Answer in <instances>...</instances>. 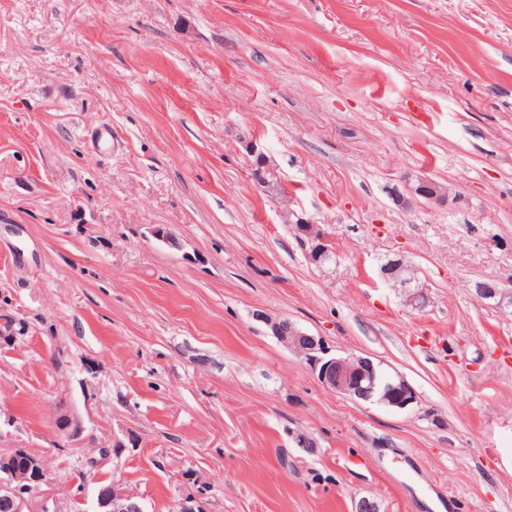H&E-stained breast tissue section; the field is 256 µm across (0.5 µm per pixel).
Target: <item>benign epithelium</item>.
<instances>
[{"label": "benign epithelium", "mask_w": 512, "mask_h": 512, "mask_svg": "<svg viewBox=\"0 0 512 512\" xmlns=\"http://www.w3.org/2000/svg\"><path fill=\"white\" fill-rule=\"evenodd\" d=\"M446 196L445 186L422 180L410 190V195L399 196V201L409 207L420 197L441 202ZM295 231L300 239L312 242L309 259L315 264L323 262L331 241L320 225L302 222L295 225ZM405 270L407 266L402 258L388 259L381 266L386 281L399 292L404 304L420 310L427 305L428 295L414 277L404 274ZM474 294L484 304L503 313L512 311L511 290L478 282ZM253 318L301 356L324 388L395 410H406L417 403V393L405 380L380 375L379 365L372 359L352 353L337 354L323 337L304 332L287 319H274L262 310L256 311ZM49 485L40 456L26 448L0 450V512H28L34 490L42 493L41 512H62ZM93 512H144V509L133 495L112 485L98 490Z\"/></svg>", "instance_id": "1"}]
</instances>
